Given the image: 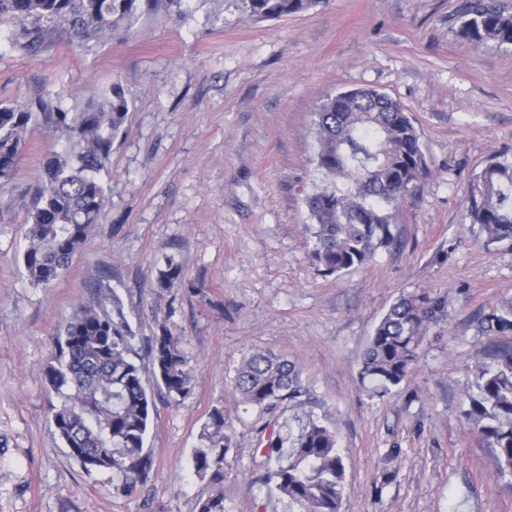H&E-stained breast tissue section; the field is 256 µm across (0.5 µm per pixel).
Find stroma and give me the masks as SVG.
Returning a JSON list of instances; mask_svg holds the SVG:
<instances>
[{
	"label": "stroma",
	"mask_w": 512,
	"mask_h": 512,
	"mask_svg": "<svg viewBox=\"0 0 512 512\" xmlns=\"http://www.w3.org/2000/svg\"><path fill=\"white\" fill-rule=\"evenodd\" d=\"M462 0H320L282 18L249 17L242 0H173L99 41L60 33L33 56L0 41V103L36 98L75 111L120 84L129 104L100 178L98 224L54 285L22 270L27 216L43 163L66 137L41 121L24 134L0 189V512H145L111 473H86L51 423L43 368L58 326L80 304L122 300L138 335L168 328L192 370L182 403L152 389L146 446L156 512H197L214 491L192 454L224 410L228 512H268L261 482L270 434L290 438L304 412L331 419L347 471L344 512H512V482L462 416L473 370L496 340L479 319L512 306V244L465 224L470 180L512 155V47L456 34ZM354 88L402 104L430 176L393 212L398 248L326 276L307 254L305 200L323 181L315 113ZM181 284L154 288L165 257ZM443 303L406 380L361 385L375 326L404 293ZM254 350L294 362L309 400L297 411L241 404L234 369Z\"/></svg>",
	"instance_id": "stroma-1"
}]
</instances>
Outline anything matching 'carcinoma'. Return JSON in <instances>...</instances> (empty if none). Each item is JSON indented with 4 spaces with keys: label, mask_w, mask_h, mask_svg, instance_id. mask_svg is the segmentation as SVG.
<instances>
[{
    "label": "carcinoma",
    "mask_w": 512,
    "mask_h": 512,
    "mask_svg": "<svg viewBox=\"0 0 512 512\" xmlns=\"http://www.w3.org/2000/svg\"><path fill=\"white\" fill-rule=\"evenodd\" d=\"M248 14L279 18L306 11L316 0H244ZM137 0H0V24L16 21L9 46L33 55L46 37L69 32L79 41L98 40L129 20ZM457 35L475 44L512 46V14L497 0H462ZM128 102L114 83L99 101L68 112L46 100L0 104V186L10 184L24 147L23 133L45 117L67 136L68 146L44 164V179L29 211L23 273L33 285L48 287L65 270L99 222L106 187L99 179L112 143L124 124ZM315 163L326 184L306 199L308 255L320 271L341 274L371 262L395 241L390 209L415 197L429 176L420 133L401 104L374 89H350L330 97L315 112ZM347 189L341 190L337 182ZM465 218L487 242L512 241V162L487 165L469 183ZM180 266L169 257L155 287L174 288ZM441 303L427 291L397 298L375 327L363 354L360 382L387 394L407 377ZM490 336L512 335V308L483 317ZM122 301L112 295V314L81 306L53 337V353L43 369L45 384L59 399L52 424L69 455L88 473L110 471L115 490L128 494L153 476L145 448L153 402L145 372L173 401L185 400L192 376L179 337L166 327L146 341L149 370L140 358ZM490 363L477 366L463 415L478 440L493 452L497 474L512 478V345L499 346ZM233 393L253 408L288 401L300 405V371L279 356L255 351L234 370ZM290 448L277 435L269 441L277 467L264 478L266 506L277 512L288 500L293 512H341L346 465L336 430L326 419H298ZM231 449L224 409L215 407L192 455L194 471L219 484ZM198 512H226L224 494L198 503Z\"/></svg>",
    "instance_id": "cac0c4a2"
}]
</instances>
